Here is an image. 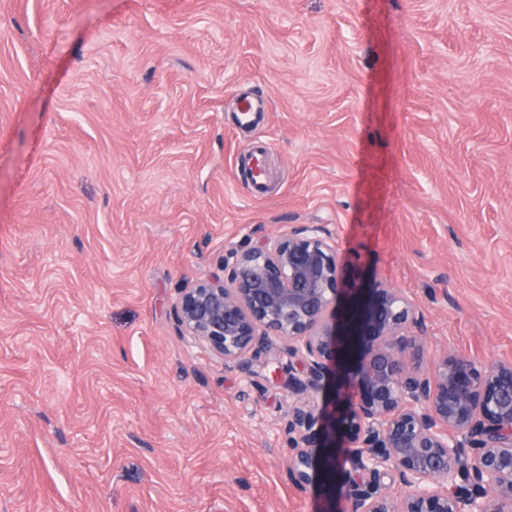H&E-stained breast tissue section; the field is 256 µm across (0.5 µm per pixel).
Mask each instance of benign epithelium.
Here are the masks:
<instances>
[{
	"label": "benign epithelium",
	"instance_id": "obj_1",
	"mask_svg": "<svg viewBox=\"0 0 512 512\" xmlns=\"http://www.w3.org/2000/svg\"><path fill=\"white\" fill-rule=\"evenodd\" d=\"M174 311L227 369L276 341L283 366L301 365L288 378V475L304 488L318 470L323 512H512V363L446 353L429 372L411 366L423 313L388 284L365 287L328 225L229 250ZM330 373L325 414L306 395ZM386 478L404 492H386Z\"/></svg>",
	"mask_w": 512,
	"mask_h": 512
}]
</instances>
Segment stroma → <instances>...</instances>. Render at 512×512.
I'll return each mask as SVG.
<instances>
[{"instance_id":"stroma-1","label":"stroma","mask_w":512,"mask_h":512,"mask_svg":"<svg viewBox=\"0 0 512 512\" xmlns=\"http://www.w3.org/2000/svg\"><path fill=\"white\" fill-rule=\"evenodd\" d=\"M295 224L420 369L512 361V0H0V512H321L287 378L173 314Z\"/></svg>"}]
</instances>
